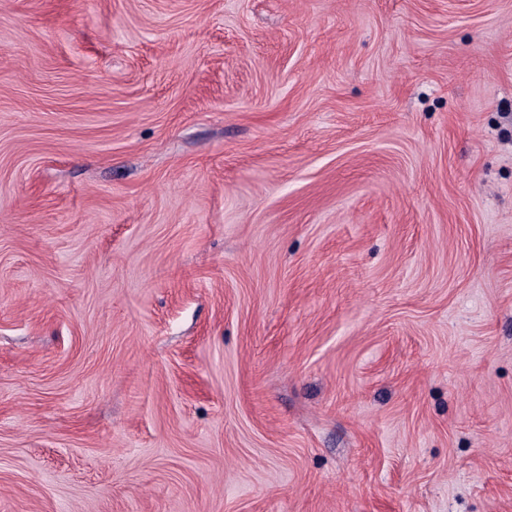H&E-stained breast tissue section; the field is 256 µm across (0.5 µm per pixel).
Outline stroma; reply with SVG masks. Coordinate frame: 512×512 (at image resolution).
Returning <instances> with one entry per match:
<instances>
[{"label": "stroma", "instance_id": "1", "mask_svg": "<svg viewBox=\"0 0 512 512\" xmlns=\"http://www.w3.org/2000/svg\"><path fill=\"white\" fill-rule=\"evenodd\" d=\"M0 512H512V0H0Z\"/></svg>", "mask_w": 512, "mask_h": 512}]
</instances>
